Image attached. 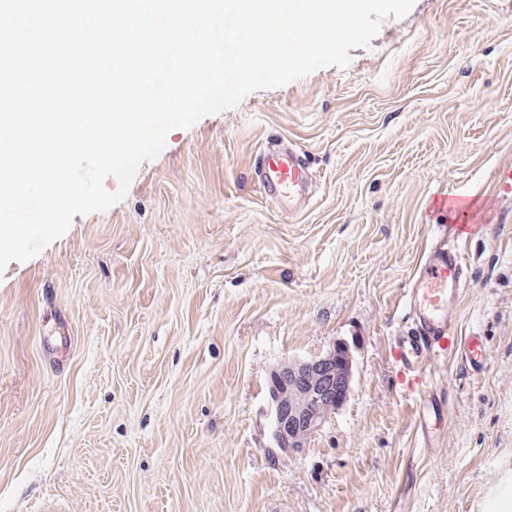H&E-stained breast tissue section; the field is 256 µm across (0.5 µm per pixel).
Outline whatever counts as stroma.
<instances>
[{
  "mask_svg": "<svg viewBox=\"0 0 512 512\" xmlns=\"http://www.w3.org/2000/svg\"><path fill=\"white\" fill-rule=\"evenodd\" d=\"M323 67L167 135L125 197L0 274V512H512V0H415ZM315 194L261 193L260 146ZM469 199L459 334L432 447L391 339L439 193ZM346 344L349 399L274 446L267 375ZM255 175L263 195L288 212L309 200L312 170L304 152L284 141L265 145L257 154Z\"/></svg>",
  "mask_w": 512,
  "mask_h": 512,
  "instance_id": "1",
  "label": "stroma"
}]
</instances>
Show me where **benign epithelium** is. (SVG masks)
Returning a JSON list of instances; mask_svg holds the SVG:
<instances>
[{"label":"benign epithelium","instance_id":"1","mask_svg":"<svg viewBox=\"0 0 512 512\" xmlns=\"http://www.w3.org/2000/svg\"><path fill=\"white\" fill-rule=\"evenodd\" d=\"M352 380L351 356L343 345L277 364L268 381V411L275 448L288 455L303 454L327 423L318 407L324 403L342 406L349 398Z\"/></svg>","mask_w":512,"mask_h":512}]
</instances>
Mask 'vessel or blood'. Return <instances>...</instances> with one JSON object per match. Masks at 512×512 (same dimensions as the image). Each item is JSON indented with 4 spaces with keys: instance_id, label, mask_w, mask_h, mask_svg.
Here are the masks:
<instances>
[{
    "instance_id": "obj_1",
    "label": "vessel or blood",
    "mask_w": 512,
    "mask_h": 512,
    "mask_svg": "<svg viewBox=\"0 0 512 512\" xmlns=\"http://www.w3.org/2000/svg\"><path fill=\"white\" fill-rule=\"evenodd\" d=\"M255 175L263 195L280 209L295 211L309 199L312 170L304 152L295 145L281 141L265 145L257 155ZM479 230L476 224L435 225L404 291L410 325L395 336L391 357L403 382L418 395L415 436L426 447L432 446L446 407L437 393L423 385L426 363L454 355L473 372L485 365L482 337L458 335L452 326V309L464 286L463 245Z\"/></svg>"
}]
</instances>
